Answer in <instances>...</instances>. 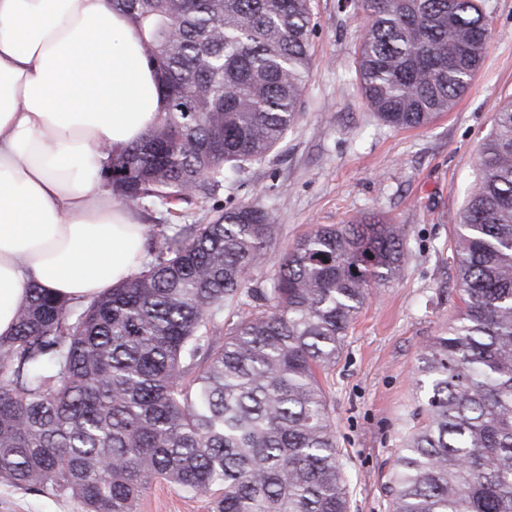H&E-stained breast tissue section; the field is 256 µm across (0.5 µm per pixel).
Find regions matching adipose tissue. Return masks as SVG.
I'll return each instance as SVG.
<instances>
[{
	"label": "adipose tissue",
	"mask_w": 512,
	"mask_h": 512,
	"mask_svg": "<svg viewBox=\"0 0 512 512\" xmlns=\"http://www.w3.org/2000/svg\"><path fill=\"white\" fill-rule=\"evenodd\" d=\"M161 107L111 0H0V336L30 285L85 302L141 269L147 227L104 186L100 147Z\"/></svg>",
	"instance_id": "obj_1"
}]
</instances>
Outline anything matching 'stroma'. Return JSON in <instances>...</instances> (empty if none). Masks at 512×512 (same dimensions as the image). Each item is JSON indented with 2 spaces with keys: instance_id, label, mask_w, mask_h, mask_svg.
<instances>
[{
  "instance_id": "obj_1",
  "label": "stroma",
  "mask_w": 512,
  "mask_h": 512,
  "mask_svg": "<svg viewBox=\"0 0 512 512\" xmlns=\"http://www.w3.org/2000/svg\"><path fill=\"white\" fill-rule=\"evenodd\" d=\"M492 36L470 89L433 123L396 129L367 107L355 73L363 19L345 0H311L317 24L303 112L267 159L226 182L213 199H190L193 224L239 204L278 208L280 232L263 271L271 277L294 239L319 224L377 215L405 225V262L375 288L351 324L324 382L350 512H389L395 460L418 423L419 358L453 324L460 305L448 255L454 217L475 185L479 145L512 99V0H486ZM0 512H81L70 500L0 484ZM138 512H209V498L157 480Z\"/></svg>"
}]
</instances>
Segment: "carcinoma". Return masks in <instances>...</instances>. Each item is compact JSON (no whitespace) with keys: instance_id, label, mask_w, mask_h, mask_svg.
Wrapping results in <instances>:
<instances>
[{"instance_id":"1","label":"carcinoma","mask_w":512,"mask_h":512,"mask_svg":"<svg viewBox=\"0 0 512 512\" xmlns=\"http://www.w3.org/2000/svg\"><path fill=\"white\" fill-rule=\"evenodd\" d=\"M484 2L352 0L367 21L356 71L380 120L418 128L453 109L484 61ZM112 7L163 107L138 142L105 151L101 177L121 205L160 207L178 231L87 302L29 288L0 336V483L82 512H138L158 479L209 495L211 512H349L323 375L371 288L398 271L404 227L316 225L264 284L276 207L236 205L207 224L179 209L264 161L297 121L310 0ZM456 228L463 307L421 356L424 421L395 462L389 512H512V100Z\"/></svg>"}]
</instances>
